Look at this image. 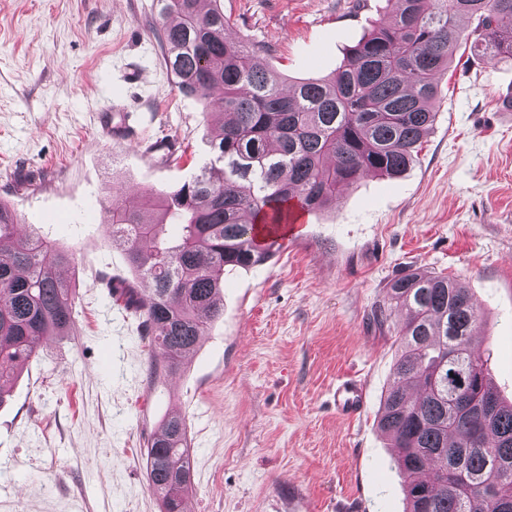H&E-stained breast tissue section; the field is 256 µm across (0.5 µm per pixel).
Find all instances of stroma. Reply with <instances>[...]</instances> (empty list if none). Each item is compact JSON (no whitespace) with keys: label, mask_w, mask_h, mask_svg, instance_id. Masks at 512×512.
Here are the masks:
<instances>
[{"label":"stroma","mask_w":512,"mask_h":512,"mask_svg":"<svg viewBox=\"0 0 512 512\" xmlns=\"http://www.w3.org/2000/svg\"><path fill=\"white\" fill-rule=\"evenodd\" d=\"M229 33L294 82L333 72L385 0H221ZM157 0H0V201L20 231L72 251L75 322L24 368L0 406V512H159L145 445L184 415L195 489L188 512H405L403 479L377 426L396 360L394 310L410 268L445 274L481 310L479 344L512 400V65L462 41L439 81L436 121L409 170L368 174L307 213L259 267L224 273V316L177 373L156 378L133 313L104 281L134 284L103 225L112 187L165 189L211 157L217 118L183 95L155 34ZM144 80L126 83L128 66ZM134 113L145 136L182 145L179 166L104 138L97 116ZM358 377L366 409L336 413Z\"/></svg>","instance_id":"1"}]
</instances>
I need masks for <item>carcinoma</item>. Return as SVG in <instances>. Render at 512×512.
Wrapping results in <instances>:
<instances>
[{"label":"carcinoma","mask_w":512,"mask_h":512,"mask_svg":"<svg viewBox=\"0 0 512 512\" xmlns=\"http://www.w3.org/2000/svg\"><path fill=\"white\" fill-rule=\"evenodd\" d=\"M386 17L332 73L284 87L258 50L227 35L220 0H158L165 65L181 93L221 120L210 130L214 163L169 190L118 197L105 221L145 292L113 295L148 339L151 369L184 364L224 316L226 269L262 264L276 241L256 224L288 223L291 206L317 211L368 173H405L436 112L438 76L461 42L458 22L476 18L472 52L512 61V0H386ZM221 97L213 98L215 89ZM73 253L37 232L20 233L0 202V402L45 341L75 320V288L59 270ZM395 332L394 381L378 425L392 441L408 512H512V403L494 389L474 348L480 311L442 275L406 270L373 310ZM148 489L160 512H186L194 472L187 423L168 416L146 445Z\"/></svg>","instance_id":"obj_1"}]
</instances>
